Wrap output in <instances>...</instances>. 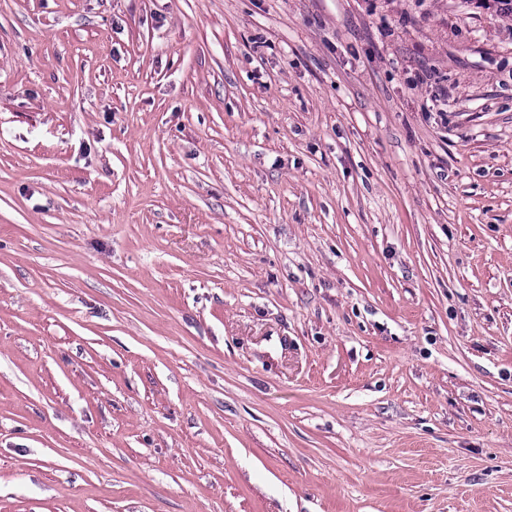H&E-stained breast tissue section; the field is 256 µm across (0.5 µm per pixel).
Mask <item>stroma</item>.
Listing matches in <instances>:
<instances>
[{"label": "stroma", "instance_id": "stroma-1", "mask_svg": "<svg viewBox=\"0 0 512 512\" xmlns=\"http://www.w3.org/2000/svg\"><path fill=\"white\" fill-rule=\"evenodd\" d=\"M0 512H512V20L0 0Z\"/></svg>", "mask_w": 512, "mask_h": 512}]
</instances>
